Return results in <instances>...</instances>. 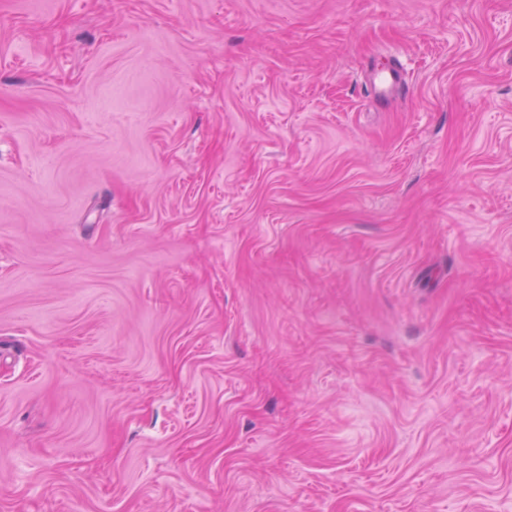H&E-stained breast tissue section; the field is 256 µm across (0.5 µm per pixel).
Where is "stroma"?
<instances>
[{"label":"stroma","mask_w":512,"mask_h":512,"mask_svg":"<svg viewBox=\"0 0 512 512\" xmlns=\"http://www.w3.org/2000/svg\"><path fill=\"white\" fill-rule=\"evenodd\" d=\"M0 512H512V0H0ZM404 71L400 63L394 61L389 67L373 76L372 85L378 99L389 98L402 89Z\"/></svg>","instance_id":"1"}]
</instances>
